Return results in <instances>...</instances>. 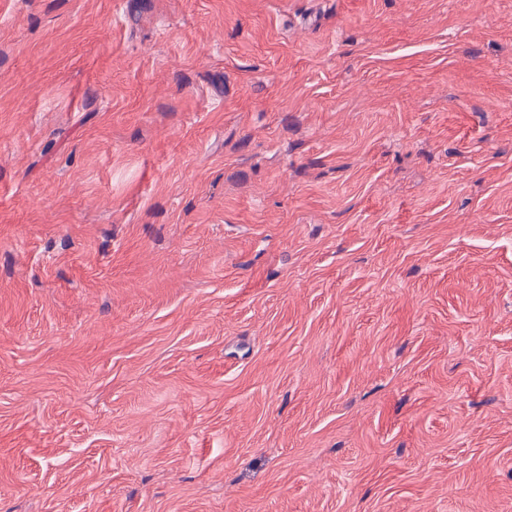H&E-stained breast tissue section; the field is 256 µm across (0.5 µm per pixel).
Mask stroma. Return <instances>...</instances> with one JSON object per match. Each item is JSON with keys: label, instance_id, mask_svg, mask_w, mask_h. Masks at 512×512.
<instances>
[{"label": "stroma", "instance_id": "1", "mask_svg": "<svg viewBox=\"0 0 512 512\" xmlns=\"http://www.w3.org/2000/svg\"><path fill=\"white\" fill-rule=\"evenodd\" d=\"M0 512H512V0H0Z\"/></svg>", "mask_w": 512, "mask_h": 512}]
</instances>
